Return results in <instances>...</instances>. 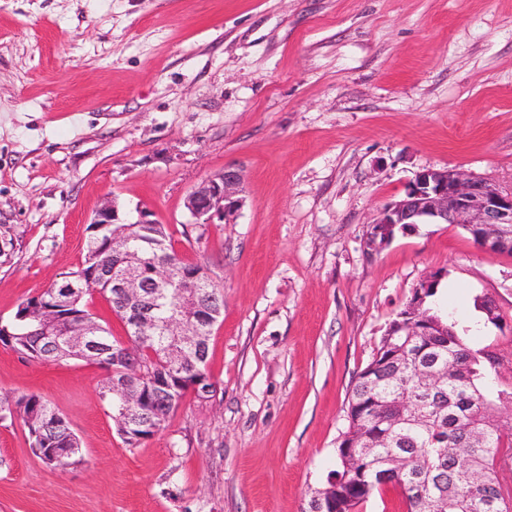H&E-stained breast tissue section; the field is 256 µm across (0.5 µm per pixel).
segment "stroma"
Returning a JSON list of instances; mask_svg holds the SVG:
<instances>
[{"instance_id":"35a3bbf8","label":"stroma","mask_w":512,"mask_h":512,"mask_svg":"<svg viewBox=\"0 0 512 512\" xmlns=\"http://www.w3.org/2000/svg\"><path fill=\"white\" fill-rule=\"evenodd\" d=\"M227 166L242 208L194 224L188 194ZM424 169L512 185V0H0V317L79 266L112 196L224 294L215 397L186 396L134 447L102 369L0 344V397L42 396L82 450L47 468L22 420L0 421V512H301L355 377L438 268L439 306L512 381V256L450 224L365 252ZM474 308L480 313L485 326H492L496 329H503V315L494 301L487 296H476L473 301ZM494 307V311L491 309Z\"/></svg>"}]
</instances>
